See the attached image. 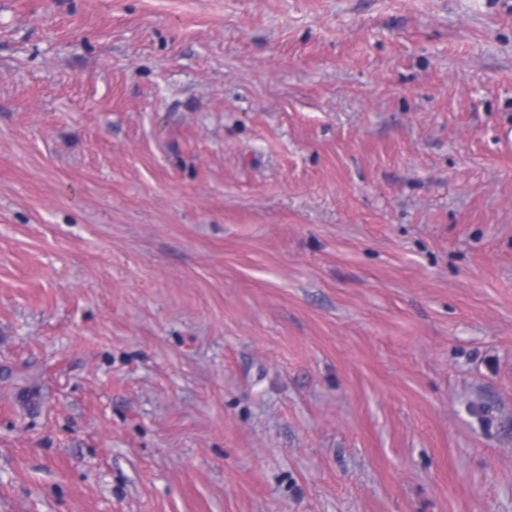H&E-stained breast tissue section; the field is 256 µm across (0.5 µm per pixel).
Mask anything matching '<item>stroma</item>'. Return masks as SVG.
I'll use <instances>...</instances> for the list:
<instances>
[{"label":"stroma","instance_id":"obj_1","mask_svg":"<svg viewBox=\"0 0 512 512\" xmlns=\"http://www.w3.org/2000/svg\"><path fill=\"white\" fill-rule=\"evenodd\" d=\"M0 512H512V0H0Z\"/></svg>","mask_w":512,"mask_h":512}]
</instances>
